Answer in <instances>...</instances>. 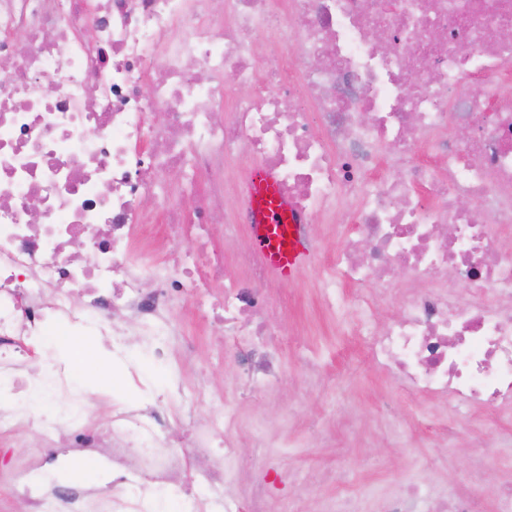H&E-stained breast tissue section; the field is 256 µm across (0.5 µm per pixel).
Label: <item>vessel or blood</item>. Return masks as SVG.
<instances>
[{"mask_svg": "<svg viewBox=\"0 0 512 512\" xmlns=\"http://www.w3.org/2000/svg\"><path fill=\"white\" fill-rule=\"evenodd\" d=\"M251 187L254 248L265 257L273 273L292 276L304 268L309 250L305 236L291 215V204L279 197L275 177L269 170H255Z\"/></svg>", "mask_w": 512, "mask_h": 512, "instance_id": "obj_1", "label": "vessel or blood"}]
</instances>
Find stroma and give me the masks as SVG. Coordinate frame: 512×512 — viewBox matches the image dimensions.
Segmentation results:
<instances>
[{"instance_id":"1","label":"stroma","mask_w":512,"mask_h":512,"mask_svg":"<svg viewBox=\"0 0 512 512\" xmlns=\"http://www.w3.org/2000/svg\"><path fill=\"white\" fill-rule=\"evenodd\" d=\"M318 274V265L311 263L294 280L275 278L270 283L287 297L273 321L282 337L296 335L301 343L283 350L287 384L275 394L253 396L239 405V425L230 433L238 443V480L231 492L263 482L282 512H304L336 496L351 498L356 512H372L373 502L359 497V490L388 488L411 476L451 493L476 492L483 512H494L496 492L512 477V414L494 420L475 414L445 440L425 430L401 439L394 436L379 422V414L387 410L405 419L426 403L405 396L375 365L366 349L367 337H351L353 311L337 312L332 319L319 315L310 294ZM174 320L201 349L200 361L192 366H183L177 357L172 363L181 370L186 395L198 386L208 389L209 399L197 408L203 418L220 397L234 398L240 388L234 353L222 333L200 325L190 306L178 307ZM73 347L95 351L79 383L98 416L110 413L113 397L130 402L141 398L134 386H113L112 359L95 337H74ZM259 416L267 419L268 432L279 444L270 470L256 460L253 422ZM41 445L35 427L0 439V512H27V503L11 496L6 476L17 459Z\"/></svg>"}]
</instances>
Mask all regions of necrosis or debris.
<instances>
[{
    "mask_svg": "<svg viewBox=\"0 0 512 512\" xmlns=\"http://www.w3.org/2000/svg\"><path fill=\"white\" fill-rule=\"evenodd\" d=\"M88 23L89 42L76 36ZM239 157L274 173L300 224L339 227L331 256L315 255L321 307L359 313L373 362L404 394L452 400L450 415L412 425L444 436L512 410V0H0V436L42 425L46 446L105 476L56 494L30 453L11 492L31 512H156L190 452L183 512H276L264 485L228 490L234 442L220 453L212 437L236 427L235 406L197 417L199 390L182 405V443L168 431L182 385L157 395L148 373L170 364L183 302L223 330L246 386L288 382L273 298L225 272L210 241L247 211L245 186H198ZM174 171L194 206L162 189ZM382 302L399 313L380 326ZM77 329L102 337L116 369L131 360L125 337H143L148 370L129 373L143 401L97 419L65 366L31 381L26 340ZM369 494L387 512H479L414 483Z\"/></svg>",
    "mask_w": 512,
    "mask_h": 512,
    "instance_id": "obj_1",
    "label": "necrosis or debris"
}]
</instances>
